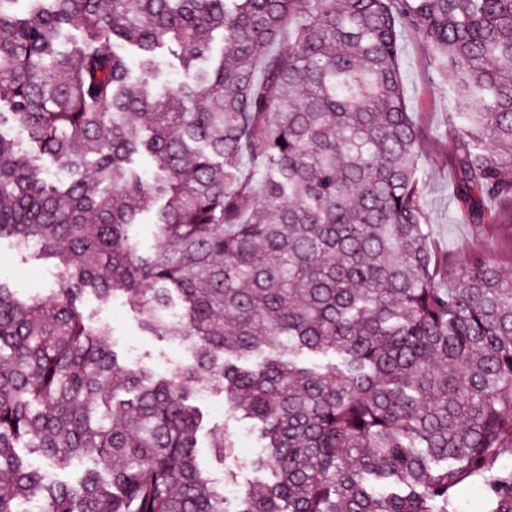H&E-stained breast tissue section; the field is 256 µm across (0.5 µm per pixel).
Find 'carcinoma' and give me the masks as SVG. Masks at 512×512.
<instances>
[{"label":"carcinoma","mask_w":512,"mask_h":512,"mask_svg":"<svg viewBox=\"0 0 512 512\" xmlns=\"http://www.w3.org/2000/svg\"><path fill=\"white\" fill-rule=\"evenodd\" d=\"M18 2L0 0V240L60 286L42 303L0 279V512H468L457 487L490 472L480 512H512V283L489 252L450 272L431 247L400 52L413 33L473 108L444 136L456 212L488 236L483 200L512 199V0ZM217 31L225 55L195 66ZM144 198L160 249L131 234ZM88 294L192 363L125 362ZM203 389L261 424L273 484L228 499L200 469ZM212 447L235 459L234 436ZM21 448L97 466L60 482ZM158 74L157 82L162 92H168L177 87L180 80L179 69L180 62L166 50L158 55Z\"/></svg>","instance_id":"obj_1"}]
</instances>
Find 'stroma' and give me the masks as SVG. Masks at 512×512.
Masks as SVG:
<instances>
[{
  "instance_id": "stroma-1",
  "label": "stroma",
  "mask_w": 512,
  "mask_h": 512,
  "mask_svg": "<svg viewBox=\"0 0 512 512\" xmlns=\"http://www.w3.org/2000/svg\"><path fill=\"white\" fill-rule=\"evenodd\" d=\"M402 64L408 106L414 120L423 128L432 131L444 128L450 114L468 111V104L434 75L415 35L403 37ZM420 163L424 170L421 202L436 244L451 255L464 245L492 252L502 273L512 279V224L503 225L496 238H478L471 226L454 217L452 195L456 177L444 143H425ZM0 277L10 280L21 297L42 301L52 298L59 283V273L53 265L18 252L6 240L0 242ZM83 309L96 323L108 326L109 343L127 360L158 371L192 360L191 353L173 338L145 332L139 314L121 301H114L108 307L89 295L84 299ZM195 403L204 414L199 433L200 462L210 475L221 474L226 468L223 458L211 446L215 430L222 429L237 437L239 456H246L248 449L260 447L259 433L253 423L230 411L223 394L213 390L196 396Z\"/></svg>"
}]
</instances>
